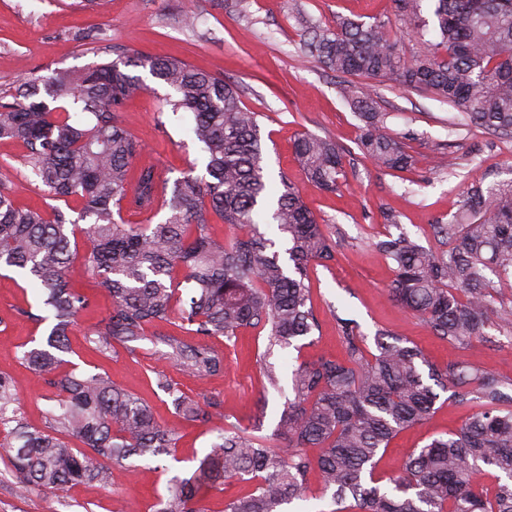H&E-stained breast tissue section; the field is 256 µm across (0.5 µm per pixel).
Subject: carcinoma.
Segmentation results:
<instances>
[{"label": "carcinoma", "instance_id": "cac0c4a2", "mask_svg": "<svg viewBox=\"0 0 512 512\" xmlns=\"http://www.w3.org/2000/svg\"><path fill=\"white\" fill-rule=\"evenodd\" d=\"M399 36L388 23L338 16L309 32L308 52L343 77L340 94L364 123L360 148L376 165L405 170L412 156L402 137L383 131L386 114L370 94L346 80L365 75L402 83L438 98L470 125L512 134V0H393ZM423 40L407 55L404 40ZM147 71L168 87L172 110L192 115V135L206 156L202 177L183 174L157 199L154 168H135L140 142L118 122L127 100L147 88L128 68ZM0 102V139L20 142L35 181L53 199L76 196L83 228L61 209L52 215L14 205L0 180V265L23 274L45 296L53 326L42 348L22 361L46 377L57 406L46 425L31 427L19 411L15 381L0 375V458L17 474L16 493L63 491L78 482L119 485L133 456L169 454L178 432L161 426L151 408L100 373L60 372L68 331L88 298L71 287L77 236L90 244L85 262L112 295L108 317L92 343L106 354L148 339L147 327L177 324L192 336L158 334L170 362L198 377L224 374V353L211 339L230 341L244 329L268 332L269 346L294 347L319 328L308 268L335 259V249L297 187L274 184L265 170L258 113L242 105L233 83L182 59L140 53L83 70L56 69L46 79L24 77ZM295 156L316 186L335 190L339 147L309 132L294 140ZM160 206L155 224H128L126 207ZM239 228L227 242L209 232L210 213ZM448 251L437 253L408 236L379 248L394 264L389 296L432 335L468 346L483 335L497 285L512 282V178L466 191L444 228ZM183 281H177L178 272ZM188 288L181 291L179 286ZM347 358L319 357L292 370L294 398L284 407L277 451L262 436L224 426L221 402L176 393L164 376L157 387L187 422L210 423L212 451L189 477L175 476L154 512H203L200 494L225 481L254 483L224 512H283L315 470L338 508L333 512H512V380L464 361L439 368L416 345L380 332L374 350L352 322L338 319ZM478 411L447 436L408 454L399 475L380 485L377 464L402 431L436 410L439 391ZM317 448L312 457L307 449ZM490 468L503 478L492 491L478 481Z\"/></svg>", "mask_w": 512, "mask_h": 512}]
</instances>
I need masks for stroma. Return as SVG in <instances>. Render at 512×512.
Returning a JSON list of instances; mask_svg holds the SVG:
<instances>
[{
  "label": "stroma",
  "mask_w": 512,
  "mask_h": 512,
  "mask_svg": "<svg viewBox=\"0 0 512 512\" xmlns=\"http://www.w3.org/2000/svg\"><path fill=\"white\" fill-rule=\"evenodd\" d=\"M394 13L393 0H0V101H9L26 74L81 70L121 53L184 59L236 84L241 102L260 115L270 175L287 176L299 188L303 202L336 244L335 261L310 266L319 319L310 345L299 352L272 349L267 334L254 329L242 331L232 342L218 336L212 344L224 353L223 375L193 377L163 356L160 343L143 342L134 356L122 348L106 356L93 349L89 335L108 316L112 297L86 269L82 256L90 245L79 240L71 285L90 304L68 336L63 369L108 375L137 394L159 423L178 429V445L171 455L128 460L119 486L83 483L25 498L15 496L12 467L0 459V512H152L157 499L166 495L169 480L192 473L214 438L208 426L186 422L176 413L168 395L157 388V375H166L195 399H219L227 421L269 439L293 396L290 372L295 360L344 358L337 324L341 318L352 320L369 339L384 329L410 340L435 365L462 360L512 379V347L497 310L484 320V342L466 349L451 346L390 300L393 264L378 246L386 236L404 234L434 251L447 250L442 228L459 209L463 187L507 178L512 134L462 125L458 112L431 95L359 75L356 83L386 113L387 131L403 136L413 157L407 170L382 169L360 150L361 121L339 95V77L317 63L305 46L307 31L336 16L370 24ZM144 82L145 91L126 103L119 121L143 144L142 161L153 165L158 189L165 192L183 172L201 167L203 152L187 132L186 113L165 105L168 88L149 76ZM300 132L331 139L342 149L339 190L326 191L307 180L293 149ZM443 152L455 157L454 167L432 169L430 158ZM24 153L20 143L0 140V178L9 182L15 206L50 210L51 200L23 165ZM46 313L22 275L0 269V374L15 380L21 410L35 428L44 427L47 412L56 404L55 391L21 356L43 343L49 329ZM267 363L278 373V387H271L263 375ZM472 412V407L440 396L427 421L391 441L378 474L398 475L411 449L455 431Z\"/></svg>",
  "instance_id": "35a3bbf8"
}]
</instances>
